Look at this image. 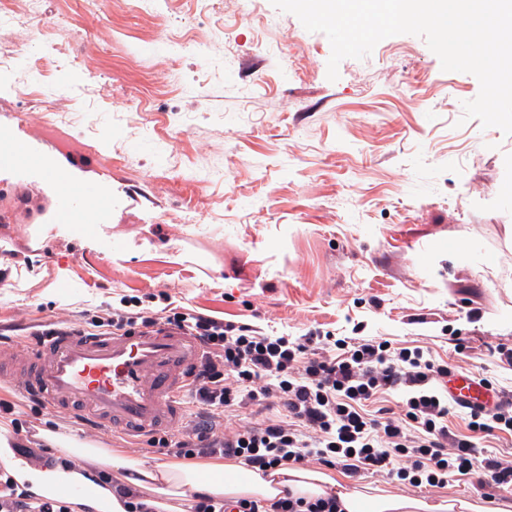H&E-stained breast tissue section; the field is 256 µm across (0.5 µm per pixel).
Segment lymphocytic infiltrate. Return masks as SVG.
I'll return each mask as SVG.
<instances>
[{"label":"lymphocytic infiltrate","instance_id":"obj_1","mask_svg":"<svg viewBox=\"0 0 512 512\" xmlns=\"http://www.w3.org/2000/svg\"><path fill=\"white\" fill-rule=\"evenodd\" d=\"M198 336L205 354L196 378L198 403L207 411L193 434L152 439L155 453L176 459L221 457L262 471L311 463L395 476L401 485L440 487L449 477L475 475V490L512 486V459L477 458L475 438L512 431V396L492 408L470 411L472 435L458 439L445 419L454 404L442 391L447 366L429 360L423 348L395 347L364 337L333 338L309 332L296 339L269 336L201 314L113 308L93 319L94 331H125L158 322ZM383 390L402 393L400 419L369 418L359 403ZM253 404L280 405L279 416L251 426L217 432L216 412ZM336 497L315 501L282 497L264 505L198 494L192 512H337ZM0 512H74L70 502H47L0 479Z\"/></svg>","mask_w":512,"mask_h":512}]
</instances>
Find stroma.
<instances>
[{
  "instance_id": "stroma-1",
  "label": "stroma",
  "mask_w": 512,
  "mask_h": 512,
  "mask_svg": "<svg viewBox=\"0 0 512 512\" xmlns=\"http://www.w3.org/2000/svg\"><path fill=\"white\" fill-rule=\"evenodd\" d=\"M28 10L16 28L10 11ZM0 135L36 168L0 166V333L85 325L121 296L272 336L310 330L421 346L512 390V136L463 104L480 91L422 37L380 41L329 81L331 45L271 0H0ZM98 182L89 237L57 194ZM466 340L455 350L450 334ZM0 377L40 447L72 423ZM348 488L512 512L473 478L413 488L329 470Z\"/></svg>"
}]
</instances>
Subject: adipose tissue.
<instances>
[{"label": "adipose tissue", "instance_id": "obj_1", "mask_svg": "<svg viewBox=\"0 0 512 512\" xmlns=\"http://www.w3.org/2000/svg\"><path fill=\"white\" fill-rule=\"evenodd\" d=\"M39 437L44 444L57 449L59 463L33 468L26 462H17L12 471L14 481L29 486L38 495L63 484L80 487L84 491L80 502L91 512H127L112 487L116 481L142 493L164 486L166 495L174 500L169 512H182L180 502L190 492L266 503L278 500L287 492L309 500L333 495L342 512H425L427 508L419 499L372 495L357 489L343 492L327 474L294 467H283L265 475L238 461L221 458L181 460L151 467L129 457L124 449L87 443L50 428L40 430ZM65 458H79L83 464L69 469L61 464ZM97 462L105 464L106 475L90 471V464Z\"/></svg>", "mask_w": 512, "mask_h": 512}]
</instances>
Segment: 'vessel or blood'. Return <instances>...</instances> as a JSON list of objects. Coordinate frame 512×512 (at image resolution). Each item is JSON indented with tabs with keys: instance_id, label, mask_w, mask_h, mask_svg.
Masks as SVG:
<instances>
[{
	"instance_id": "obj_1",
	"label": "vessel or blood",
	"mask_w": 512,
	"mask_h": 512,
	"mask_svg": "<svg viewBox=\"0 0 512 512\" xmlns=\"http://www.w3.org/2000/svg\"><path fill=\"white\" fill-rule=\"evenodd\" d=\"M57 220L75 222L76 202L96 210L111 201L97 183L60 191ZM48 336H0V376L12 375L23 395L84 432L121 428L143 439L172 431L185 419V395L204 347L190 332L162 323L131 332H90L65 321ZM464 405L490 401L476 377L448 385Z\"/></svg>"
}]
</instances>
